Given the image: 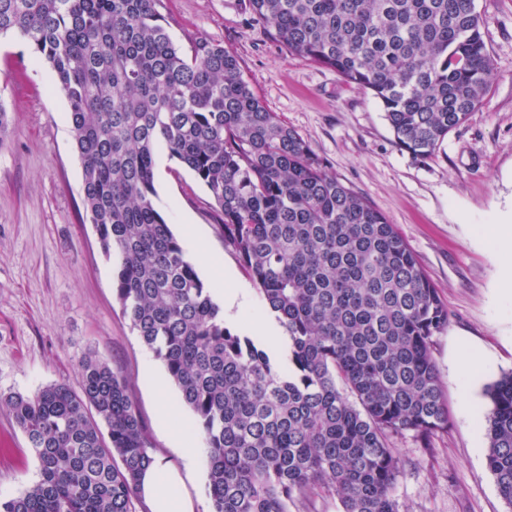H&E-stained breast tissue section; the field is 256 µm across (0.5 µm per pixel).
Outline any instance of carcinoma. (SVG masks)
Segmentation results:
<instances>
[{
  "label": "carcinoma",
  "mask_w": 512,
  "mask_h": 512,
  "mask_svg": "<svg viewBox=\"0 0 512 512\" xmlns=\"http://www.w3.org/2000/svg\"><path fill=\"white\" fill-rule=\"evenodd\" d=\"M163 0H0L55 73L82 164L83 205L115 294L204 439L210 512H398L389 437L448 428L431 346L448 307L387 218L268 110L239 58L200 35L184 53ZM289 53L371 92L395 143L436 153L495 70L475 0H249ZM223 215L224 245L285 332L281 352L224 321L157 204L158 148ZM82 385L6 401L39 479L0 512H136L155 459L127 378L81 363ZM487 465L512 508V372L486 389Z\"/></svg>",
  "instance_id": "cac0c4a2"
}]
</instances>
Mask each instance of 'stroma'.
Listing matches in <instances>:
<instances>
[{"instance_id": "obj_1", "label": "stroma", "mask_w": 512, "mask_h": 512, "mask_svg": "<svg viewBox=\"0 0 512 512\" xmlns=\"http://www.w3.org/2000/svg\"><path fill=\"white\" fill-rule=\"evenodd\" d=\"M246 2L164 0L163 14L180 48L202 34L239 57L244 79L269 110L394 225L448 307L449 324L435 336L432 355L449 423L425 442L410 432L391 437L403 466L394 490L398 512H512L488 469L482 428L491 409L487 386L512 371V296L500 290L498 253L478 234L493 215L512 212V0H476L495 74L467 122L424 161L399 149L368 90L288 53L251 23ZM55 85L54 72L26 44L0 43V95L12 115L0 147V394L30 395L51 384L79 390L82 360L100 358L128 378L154 455L177 466L176 444L158 423V394L148 380L166 369L116 299L113 262L83 207L69 104ZM155 187L199 276L212 278L193 248V230L222 258L232 285L244 289L246 303L230 324L246 331L267 319L256 285L224 245L221 214L205 186L163 150ZM468 351L481 358L473 415L460 390ZM38 474L25 434L0 404V498L22 494Z\"/></svg>"}]
</instances>
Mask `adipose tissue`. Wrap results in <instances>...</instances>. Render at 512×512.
<instances>
[{
	"label": "adipose tissue",
	"instance_id": "ef3b65f1",
	"mask_svg": "<svg viewBox=\"0 0 512 512\" xmlns=\"http://www.w3.org/2000/svg\"><path fill=\"white\" fill-rule=\"evenodd\" d=\"M159 414L176 435L183 465L178 468L164 458H155L140 479L141 497L150 512H194L184 474L199 462L196 434L182 424L180 408L168 395L159 398Z\"/></svg>",
	"mask_w": 512,
	"mask_h": 512
}]
</instances>
